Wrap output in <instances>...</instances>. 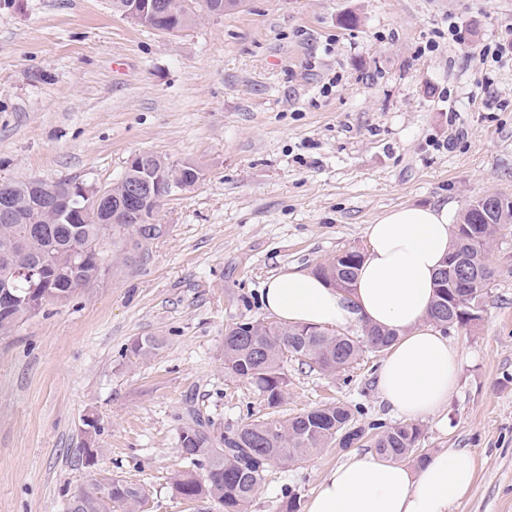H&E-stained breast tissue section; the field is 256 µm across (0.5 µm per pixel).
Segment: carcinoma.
Returning <instances> with one entry per match:
<instances>
[{
	"instance_id": "1",
	"label": "carcinoma",
	"mask_w": 512,
	"mask_h": 512,
	"mask_svg": "<svg viewBox=\"0 0 512 512\" xmlns=\"http://www.w3.org/2000/svg\"><path fill=\"white\" fill-rule=\"evenodd\" d=\"M219 0H159L165 10L152 22L160 28H190L210 13ZM178 178L184 189L193 187L201 176L199 167L174 164L152 156ZM43 191L31 187V180L12 182L7 202L11 219L0 218V287L9 298L0 300V334H6L25 316L38 313L44 305L59 302V294H72L74 288H90L104 280L105 269L112 267V249L120 248L136 232V225L112 228L106 225L112 207L92 205L75 212L48 210L40 204ZM503 224H512V198L498 196L492 205L485 200L467 207L456 239L445 264L437 274L431 318L448 328L467 325L480 318V312L493 273L485 262L488 248ZM43 260L42 277L33 281L17 277L32 263ZM362 254L352 250L320 264L315 274L349 294L354 288ZM370 348L386 350L396 334L365 326ZM162 346L157 336H144L133 343L136 358H148ZM362 352L360 342L327 330L310 334L306 326L278 322L250 321L237 324L224 336V371L258 388L268 408L280 407L288 394V359L295 355L327 374L348 368ZM179 433L181 456L190 469L172 480L176 493L188 500L206 498L224 512H248L268 465H297L313 454L334 445L348 449L368 438L376 452L392 461L413 458L423 461L419 448L421 428L399 423L369 435L357 423L351 409L329 403L292 417L258 416L234 431L214 428L196 412ZM113 512H137L142 491L119 481L110 486L91 482L72 500V512H102L104 502Z\"/></svg>"
}]
</instances>
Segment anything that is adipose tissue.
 Segmentation results:
<instances>
[{
  "mask_svg": "<svg viewBox=\"0 0 512 512\" xmlns=\"http://www.w3.org/2000/svg\"><path fill=\"white\" fill-rule=\"evenodd\" d=\"M365 234L369 249L351 294L288 267L266 281L264 307L286 324L343 328L359 321L396 332L377 380L383 401L407 420L439 414L460 371L458 350L430 320L434 279L453 243L448 208H396L366 225ZM474 474L462 449L412 465L369 452L331 470L307 512H449Z\"/></svg>",
  "mask_w": 512,
  "mask_h": 512,
  "instance_id": "adipose-tissue-1",
  "label": "adipose tissue"
}]
</instances>
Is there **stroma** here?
Segmentation results:
<instances>
[{
	"instance_id": "stroma-1",
	"label": "stroma",
	"mask_w": 512,
	"mask_h": 512,
	"mask_svg": "<svg viewBox=\"0 0 512 512\" xmlns=\"http://www.w3.org/2000/svg\"><path fill=\"white\" fill-rule=\"evenodd\" d=\"M509 28L512 0H243L176 34L112 0H0V181L104 188L140 153L201 170L162 200V237L0 335V512H67L82 486L117 480L142 490L140 512H223L172 478L188 405L224 430L264 409L224 371L226 330L271 320L270 277L366 251V225L395 208L445 204L459 219L512 197V60L481 55ZM486 262L480 319L447 331L458 387L419 422L421 447L473 457L450 512H512V224ZM143 336L163 340L146 361L130 353ZM384 358L367 348L335 374L289 362L282 413L340 402L362 426L398 424L377 388ZM360 452L269 465L249 512L307 504Z\"/></svg>"
}]
</instances>
